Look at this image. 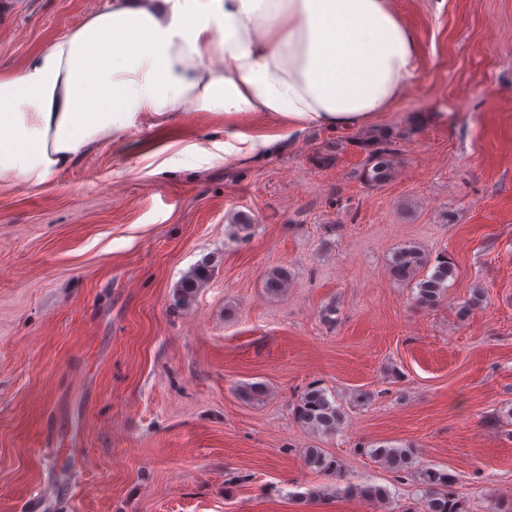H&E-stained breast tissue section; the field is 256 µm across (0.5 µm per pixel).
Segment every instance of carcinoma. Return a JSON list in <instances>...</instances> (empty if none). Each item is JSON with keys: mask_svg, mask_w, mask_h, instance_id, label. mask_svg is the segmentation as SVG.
<instances>
[{"mask_svg": "<svg viewBox=\"0 0 512 512\" xmlns=\"http://www.w3.org/2000/svg\"><path fill=\"white\" fill-rule=\"evenodd\" d=\"M396 148L390 137L382 135L366 159L362 177L370 185L383 184L392 177V158ZM428 258L423 250L414 244L399 248L390 262L392 275L400 280L415 282L418 304L433 307L438 304L448 288V279L454 277V268L448 258L438 260L434 271L424 273ZM211 277L209 265L201 263L186 275L176 287L175 300L182 307L191 305L199 288ZM288 286V269L284 267L271 270L266 278L265 288L278 292ZM297 420L311 430L325 434H334L345 420L343 409L336 405V400L329 399L327 392L312 383L302 392L294 407ZM363 452L374 461L397 474H407L417 478L424 486V500L419 512H468V498L458 479L444 468L436 466H416L414 453L410 448L388 444H370L363 447ZM307 463L325 472L341 474V465L328 457L318 448L306 452ZM351 491L371 503L387 504L391 499L388 488L380 485L353 487Z\"/></svg>", "mask_w": 512, "mask_h": 512, "instance_id": "obj_1", "label": "carcinoma"}]
</instances>
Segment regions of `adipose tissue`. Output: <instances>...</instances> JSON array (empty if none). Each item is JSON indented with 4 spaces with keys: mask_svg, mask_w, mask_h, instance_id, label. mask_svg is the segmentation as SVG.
<instances>
[{
    "mask_svg": "<svg viewBox=\"0 0 512 512\" xmlns=\"http://www.w3.org/2000/svg\"><path fill=\"white\" fill-rule=\"evenodd\" d=\"M391 0H105L82 27L0 74V178L35 184L116 139L142 112H220L224 153L277 145L239 130L351 128L417 76ZM241 130L251 135L276 136L288 131L282 125L265 118H250L243 122Z\"/></svg>",
    "mask_w": 512,
    "mask_h": 512,
    "instance_id": "obj_1",
    "label": "adipose tissue"
}]
</instances>
